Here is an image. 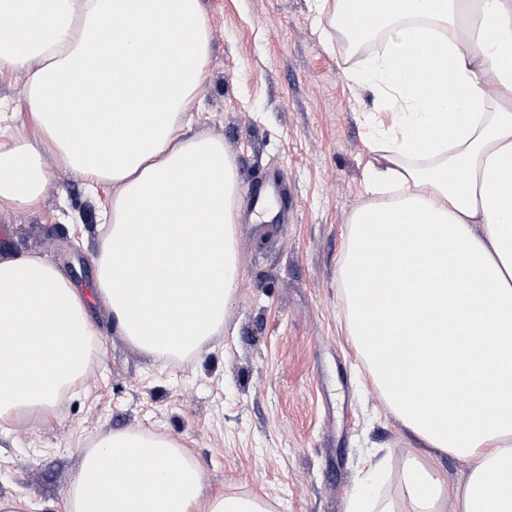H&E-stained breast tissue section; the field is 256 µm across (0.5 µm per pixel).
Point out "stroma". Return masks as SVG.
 Here are the masks:
<instances>
[{"instance_id": "1", "label": "stroma", "mask_w": 512, "mask_h": 512, "mask_svg": "<svg viewBox=\"0 0 512 512\" xmlns=\"http://www.w3.org/2000/svg\"><path fill=\"white\" fill-rule=\"evenodd\" d=\"M210 22L202 118L238 174L240 275L224 333L189 360L121 336L96 286L101 202L46 157L38 208L0 212V258L37 255L84 295L98 331L89 367L51 416L18 412L0 431V498L66 512L80 454L117 432L181 444L208 494L257 496L271 512H347L366 482L395 495L409 438L347 333L339 266L376 158L359 112L392 114L348 71L367 49L317 31L311 0H201ZM25 77L0 76V128L29 133ZM284 175L288 201L250 221L251 178Z\"/></svg>"}]
</instances>
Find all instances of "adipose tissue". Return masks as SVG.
Returning a JSON list of instances; mask_svg holds the SVG:
<instances>
[{"label": "adipose tissue", "instance_id": "obj_1", "mask_svg": "<svg viewBox=\"0 0 512 512\" xmlns=\"http://www.w3.org/2000/svg\"><path fill=\"white\" fill-rule=\"evenodd\" d=\"M312 2L322 31L354 37L362 11L390 32L349 75L394 113L340 263L349 334L409 433L470 464L451 483L410 457L397 499L354 512H512V0ZM421 31L439 41L415 62ZM209 48L200 0H0V72L26 74L32 125L0 140V210L39 205L50 153L112 186L98 289L158 357L223 330L239 275L235 167L221 141L182 132ZM95 336L57 267L0 258V420L51 414ZM66 510L268 512L207 495L177 442L134 431L83 453Z\"/></svg>", "mask_w": 512, "mask_h": 512}]
</instances>
